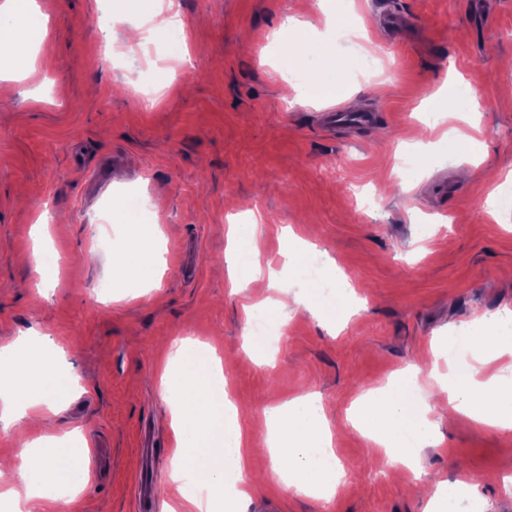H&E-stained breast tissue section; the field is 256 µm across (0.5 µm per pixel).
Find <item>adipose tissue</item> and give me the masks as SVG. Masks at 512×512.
<instances>
[{
	"label": "adipose tissue",
	"mask_w": 512,
	"mask_h": 512,
	"mask_svg": "<svg viewBox=\"0 0 512 512\" xmlns=\"http://www.w3.org/2000/svg\"><path fill=\"white\" fill-rule=\"evenodd\" d=\"M133 23L135 35L143 26L166 19L157 0H112V24ZM45 24L36 0H0V34L15 54L25 55L34 32ZM277 41L299 45L314 53L312 28L295 18L283 21ZM317 54V53H314ZM321 70L336 68L328 52L317 54ZM257 227L234 224L225 261L242 290L262 288L264 277L257 261ZM472 362L440 389L445 406L434 409L418 383L419 367L402 371L393 380L368 389L356 402L352 424L369 434L383 449L389 465L420 469L419 447L435 442L442 422L467 414L501 431L512 430V387H497L477 396L471 391L476 376L498 360L503 343H512V315L481 318L458 337ZM53 340L21 336L0 345V434L24 436L29 424L55 410L74 387L77 378L62 370ZM162 389L173 404L171 429L176 448L171 458V480L193 475L210 495L220 500L221 512H244L250 492L265 468L287 466L293 485L302 492L323 486L335 493L343 469L334 448L321 401L312 394L271 407L263 443L247 441L238 411L227 391L220 358L215 352L185 338L170 353ZM65 438L57 435L26 440L12 462L0 468V499L9 500L14 512H49L57 490L66 485L84 488V468L68 463Z\"/></svg>",
	"instance_id": "adipose-tissue-1"
}]
</instances>
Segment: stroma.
<instances>
[{
    "mask_svg": "<svg viewBox=\"0 0 512 512\" xmlns=\"http://www.w3.org/2000/svg\"><path fill=\"white\" fill-rule=\"evenodd\" d=\"M319 0H176L186 17L190 62L176 64L180 33L155 28L130 44L105 37L108 0H37L47 31L35 71L0 97V343L48 335L78 378L43 432L92 431L97 463L83 492L51 512H197L170 480L175 439L161 389L172 341L190 337L222 358L248 436L266 432V411L315 393L335 433L345 476L316 501L286 489L271 470L246 512H428L412 477L348 414L369 388L429 357L434 344L475 318L512 310V224L494 219L490 195H511L512 0H355L369 25L363 44ZM313 24L336 49L344 92L297 104L289 74L301 64L272 33L286 17ZM375 70L362 76L364 52ZM453 84L477 98L479 164L460 180L438 144L447 117L431 111ZM154 104L142 108L141 99ZM372 114L366 126L326 124L335 108ZM413 160L406 169L404 160ZM495 180H487V171ZM135 194L139 237L160 244V285L114 283L112 259L131 249L110 216ZM60 257L59 282L38 288L31 258L39 213ZM261 220L262 268L288 265L289 233L314 245L351 288L346 317L331 299L286 316L273 363L243 349L246 306L224 261L231 225ZM111 233V249L95 237ZM112 285L101 297L100 288ZM423 480H468L483 512H512V431L460 414L423 447Z\"/></svg>",
    "mask_w": 512,
    "mask_h": 512,
    "instance_id": "obj_1",
    "label": "stroma"
}]
</instances>
